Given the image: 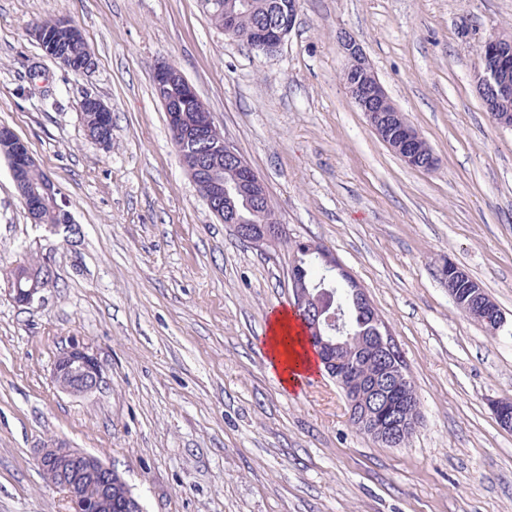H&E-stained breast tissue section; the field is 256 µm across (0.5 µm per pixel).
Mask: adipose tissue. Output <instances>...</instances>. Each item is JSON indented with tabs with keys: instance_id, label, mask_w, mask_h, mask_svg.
I'll list each match as a JSON object with an SVG mask.
<instances>
[{
	"instance_id": "ef3b65f1",
	"label": "adipose tissue",
	"mask_w": 512,
	"mask_h": 512,
	"mask_svg": "<svg viewBox=\"0 0 512 512\" xmlns=\"http://www.w3.org/2000/svg\"><path fill=\"white\" fill-rule=\"evenodd\" d=\"M264 339L269 370L281 385L295 389L320 369L318 356L310 346L302 323L287 308L273 310Z\"/></svg>"
}]
</instances>
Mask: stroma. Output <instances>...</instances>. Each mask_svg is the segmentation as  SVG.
Returning <instances> with one entry per match:
<instances>
[{"label":"stroma","instance_id":"stroma-1","mask_svg":"<svg viewBox=\"0 0 512 512\" xmlns=\"http://www.w3.org/2000/svg\"><path fill=\"white\" fill-rule=\"evenodd\" d=\"M82 31L75 74L29 36ZM439 159L407 167L342 81L343 35ZM512 34V0H300L274 55L216 28L202 0H0V126L56 183L79 227L31 222L0 156V283L19 262L56 280L17 305L0 286V512H65L36 451L98 455L146 512H512V129L476 92L483 41ZM178 66L265 181L290 239L331 250L388 324L420 399L408 442L357 432L335 383L296 389L267 369L273 309L292 303V249L258 250L208 209L153 90ZM112 111V147L81 101ZM454 261L501 309L467 318L442 274ZM104 383L87 398L51 379L71 341Z\"/></svg>","mask_w":512,"mask_h":512}]
</instances>
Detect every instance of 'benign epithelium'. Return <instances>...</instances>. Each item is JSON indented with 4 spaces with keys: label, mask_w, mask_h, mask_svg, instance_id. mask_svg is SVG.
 Wrapping results in <instances>:
<instances>
[{
    "label": "benign epithelium",
    "mask_w": 512,
    "mask_h": 512,
    "mask_svg": "<svg viewBox=\"0 0 512 512\" xmlns=\"http://www.w3.org/2000/svg\"><path fill=\"white\" fill-rule=\"evenodd\" d=\"M249 8L250 0H240L230 7L224 14L225 35H233ZM297 9L298 2L293 0L288 5V16L257 28L255 50L265 54L276 52L291 30ZM74 32L73 25L62 19L54 24V30L35 27L30 30V36L46 56L79 74L90 70L92 64L88 60H75L65 51L64 43ZM341 47L352 67L373 73L355 40L345 37ZM153 83L165 93L161 102L167 112L173 142L211 212L222 223L233 227L239 238L259 250L276 247L288 238L286 225L275 212L264 224H253L246 218L248 209L266 200L267 186L232 144L225 139L210 140L207 132L196 125L187 105L200 106L202 102L180 69L167 62L161 64L155 71ZM477 86L486 110L500 126L512 129V35L494 34L486 39L481 49ZM346 88L371 128L384 136L387 146L408 167L424 172L435 169L437 158L425 145L420 132L401 119L402 113L391 102L380 81H356ZM22 145L23 142H18L17 152L24 154V164L10 172L31 220L41 223L42 211L52 207L63 214L64 226L71 227V213L53 180L47 178L37 183L25 180L24 170L38 163L31 153L23 152ZM219 158L224 159V166L231 175L229 183L224 180V173L215 167L214 161ZM297 251L317 257L325 270L318 281L307 284L296 275V264H291L288 277L293 308L301 313H315L316 347L323 355L325 372L343 392L350 422L385 445L404 444L407 432L416 429L417 420L402 417V411L416 412L414 405L418 397L405 364L395 353L396 343L387 323L365 293H354L352 299L361 314L360 323L371 330V335L362 336L360 340L384 363L375 372L362 377L356 360L336 359L337 353L347 349L353 340L346 313L336 301L335 288L336 278L348 272L333 252L316 242L300 241ZM50 272L46 264H17L6 278L14 301L20 305L32 303L42 290L52 286ZM459 308L469 318L489 325L494 332L504 325L499 308L482 298L476 286L469 288ZM51 377L60 390L76 397L92 395L103 383L100 362L90 353L88 345L79 341L58 354ZM494 411L501 426L512 429V402L500 401ZM37 464L49 477L50 484L63 493L68 512H142V506L132 494L112 497V476L116 470L94 454L51 441L38 449Z\"/></svg>",
    "instance_id": "7a95c632"
}]
</instances>
